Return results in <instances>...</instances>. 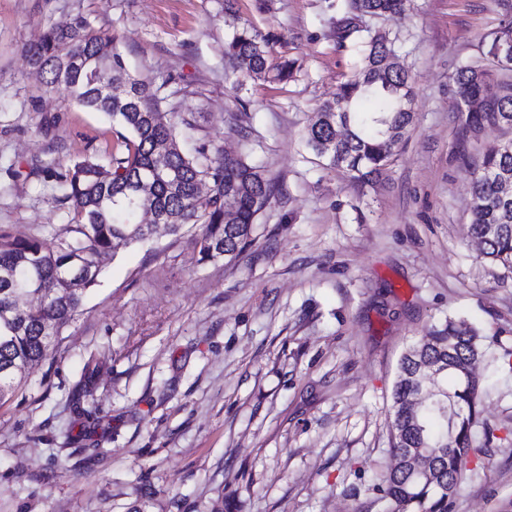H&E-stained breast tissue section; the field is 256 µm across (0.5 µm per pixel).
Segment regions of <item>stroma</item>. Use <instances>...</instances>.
Masks as SVG:
<instances>
[{
    "mask_svg": "<svg viewBox=\"0 0 512 512\" xmlns=\"http://www.w3.org/2000/svg\"><path fill=\"white\" fill-rule=\"evenodd\" d=\"M81 16L115 34L127 72L166 79L183 142L260 166L273 194L252 245L202 263L197 227L107 256L52 353L0 400V512H380L402 354L446 317L481 336L482 454L448 512H512V272L471 244V186L512 129L471 127L453 76L497 28L498 0H409L360 18L411 76L415 123L357 186L305 143L358 64L345 0H0V235L68 238L43 165L120 142L124 128L43 93L27 45ZM272 33L284 83L227 73L243 24ZM99 363L90 392L77 383Z\"/></svg>",
    "mask_w": 512,
    "mask_h": 512,
    "instance_id": "obj_1",
    "label": "stroma"
}]
</instances>
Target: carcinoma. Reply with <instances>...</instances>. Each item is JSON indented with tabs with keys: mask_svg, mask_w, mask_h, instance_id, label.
I'll use <instances>...</instances> for the list:
<instances>
[{
	"mask_svg": "<svg viewBox=\"0 0 512 512\" xmlns=\"http://www.w3.org/2000/svg\"><path fill=\"white\" fill-rule=\"evenodd\" d=\"M406 3L347 0V7L355 18H381L403 11ZM343 38L354 41L360 66L319 107L305 138L328 165L343 169L354 183H366L386 169L414 123L411 78L385 36L349 22ZM509 41L511 16L483 41L480 61L453 77L460 107L475 124L512 128V84L501 95H485L499 69L492 49ZM268 44V37L251 25L238 28L225 49L232 73L263 82L288 80L293 64H269ZM27 57L39 68L44 92L65 85L81 106L108 116L130 136L104 161L76 157L62 172L43 168L61 187L69 239L52 247L34 237L0 235V400L15 390L29 366L50 354L97 283L100 257L150 236L149 225L132 224L129 216L149 209L175 234L188 224L198 226V240L208 244L199 248L200 261L223 256L231 261L253 243L258 214L273 192L259 168L242 156L212 157L203 146L193 156L185 153L175 126L163 122L159 112L161 87L129 75L115 37L94 30L84 18L47 26L29 44ZM371 98L384 108L361 111ZM510 182L512 141L483 154L473 182L470 224L471 236L483 243L481 258L507 270H512V194L503 186ZM36 281L44 285L41 300L18 306ZM482 355L478 331L450 317L431 325L402 355L391 405V430L399 436L391 439L390 452L425 451L433 456L438 475L429 482L405 470L380 473L373 490L381 512H448V481L460 486L468 458L482 452L474 439L480 380L466 387L455 371ZM425 364L443 368L442 387L455 393L463 409L452 424L436 402L415 417L406 412L404 399L416 388Z\"/></svg>",
	"mask_w": 512,
	"mask_h": 512,
	"instance_id": "carcinoma-1",
	"label": "carcinoma"
}]
</instances>
